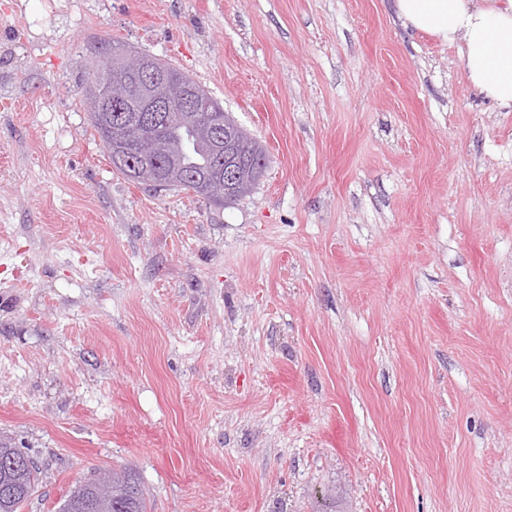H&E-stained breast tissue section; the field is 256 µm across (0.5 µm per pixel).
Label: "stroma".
<instances>
[{
	"label": "stroma",
	"instance_id": "obj_1",
	"mask_svg": "<svg viewBox=\"0 0 512 512\" xmlns=\"http://www.w3.org/2000/svg\"><path fill=\"white\" fill-rule=\"evenodd\" d=\"M115 37L268 165L229 207L113 174ZM0 436L151 512H512V106L395 0H0Z\"/></svg>",
	"mask_w": 512,
	"mask_h": 512
}]
</instances>
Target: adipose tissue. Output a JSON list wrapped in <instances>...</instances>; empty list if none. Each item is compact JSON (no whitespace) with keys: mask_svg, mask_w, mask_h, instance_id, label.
I'll return each instance as SVG.
<instances>
[{"mask_svg":"<svg viewBox=\"0 0 512 512\" xmlns=\"http://www.w3.org/2000/svg\"><path fill=\"white\" fill-rule=\"evenodd\" d=\"M405 26L448 43L462 42L469 84L512 105V5L488 0H396Z\"/></svg>","mask_w":512,"mask_h":512,"instance_id":"obj_1","label":"adipose tissue"}]
</instances>
